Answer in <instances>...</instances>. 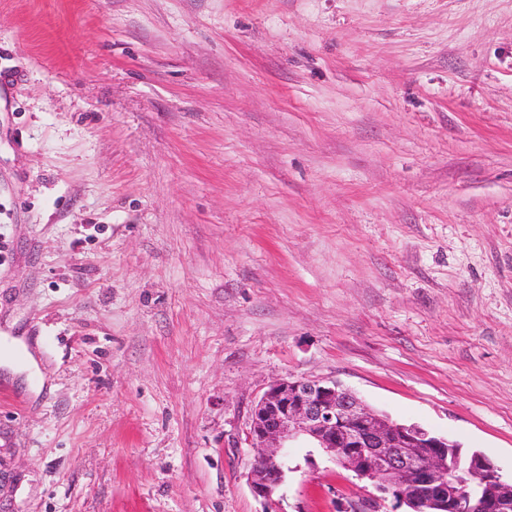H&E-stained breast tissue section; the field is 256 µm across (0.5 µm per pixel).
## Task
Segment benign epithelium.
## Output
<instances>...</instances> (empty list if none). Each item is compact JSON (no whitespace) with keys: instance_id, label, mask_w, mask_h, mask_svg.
Here are the masks:
<instances>
[{"instance_id":"7a95c632","label":"benign epithelium","mask_w":512,"mask_h":512,"mask_svg":"<svg viewBox=\"0 0 512 512\" xmlns=\"http://www.w3.org/2000/svg\"><path fill=\"white\" fill-rule=\"evenodd\" d=\"M300 437L377 491L365 499L364 512H379L389 495L407 512H512L509 482L483 455L468 462L486 487L473 504L466 484L454 477L458 445L392 421L335 380L291 375L272 382L251 411L255 454L247 481L266 512H277L273 496L292 471L288 442Z\"/></svg>"}]
</instances>
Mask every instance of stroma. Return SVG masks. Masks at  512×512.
<instances>
[{
  "label": "stroma",
  "mask_w": 512,
  "mask_h": 512,
  "mask_svg": "<svg viewBox=\"0 0 512 512\" xmlns=\"http://www.w3.org/2000/svg\"><path fill=\"white\" fill-rule=\"evenodd\" d=\"M0 332V512H262L289 375L512 481V0H0ZM4 345V357H2V365L5 372L10 376H19L25 372L28 373L29 381L39 373L37 362L33 354L28 350L27 345L23 338L14 336H3ZM21 351L23 354V361H18L14 353Z\"/></svg>",
  "instance_id": "1"
}]
</instances>
